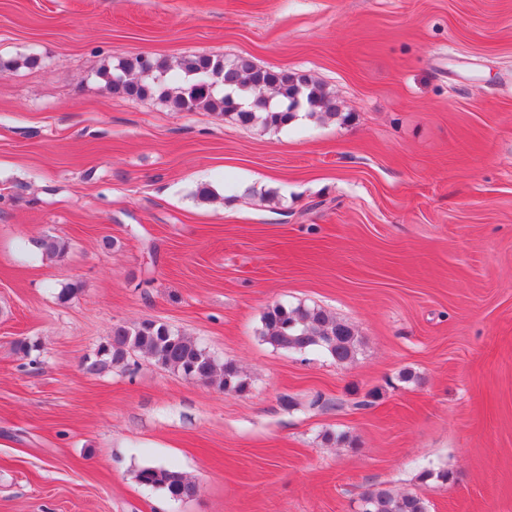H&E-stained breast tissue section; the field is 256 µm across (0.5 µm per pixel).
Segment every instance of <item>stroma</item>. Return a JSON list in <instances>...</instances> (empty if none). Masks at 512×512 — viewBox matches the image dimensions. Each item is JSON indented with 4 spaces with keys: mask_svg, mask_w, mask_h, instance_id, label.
I'll list each match as a JSON object with an SVG mask.
<instances>
[{
    "mask_svg": "<svg viewBox=\"0 0 512 512\" xmlns=\"http://www.w3.org/2000/svg\"><path fill=\"white\" fill-rule=\"evenodd\" d=\"M139 54L301 70L339 115L265 131L111 94ZM5 60L0 512H353L371 487L512 512V0H0ZM278 303L352 325L355 359L267 344ZM145 320L247 391L136 353L86 372ZM136 480L143 486L159 490L174 501L189 499L197 494L198 487L181 472L163 466L139 469Z\"/></svg>",
    "mask_w": 512,
    "mask_h": 512,
    "instance_id": "35a3bbf8",
    "label": "stroma"
}]
</instances>
